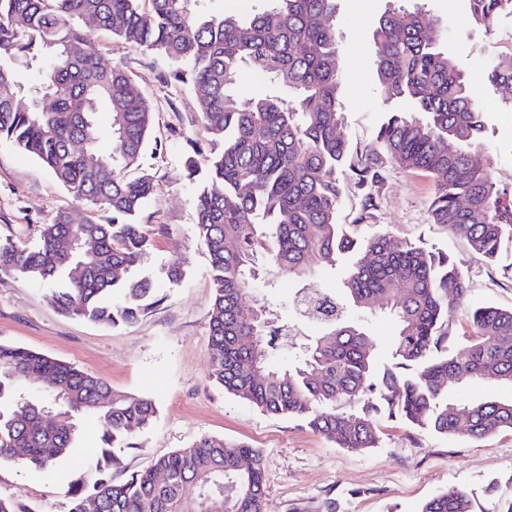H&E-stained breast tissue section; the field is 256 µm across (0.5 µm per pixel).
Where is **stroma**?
I'll return each instance as SVG.
<instances>
[{
  "mask_svg": "<svg viewBox=\"0 0 512 512\" xmlns=\"http://www.w3.org/2000/svg\"><path fill=\"white\" fill-rule=\"evenodd\" d=\"M395 0H344L336 16L343 35L340 60L343 133L361 151L375 145L377 125L385 112H403L400 101L379 96L371 35L379 17ZM426 6L448 27V53L466 74L478 78L486 109L482 162L491 163L497 186L512 193V109L502 94L481 80L484 67L512 54V15H501L492 30L476 25L466 0H426ZM109 60L123 62L136 89L150 101L153 140L159 154H146L144 166L155 178L156 192L142 211L151 247L147 264L157 284V304L137 323L112 328L64 316L52 301V286L0 274V343L69 362L104 378L114 391L152 398L158 415L139 437L140 446L121 452L112 468L114 481L150 465L153 457L211 435L258 449L266 474V512H420L429 498L468 490L474 512H492L496 496L512 495V432L480 440L442 436L415 429L399 419L380 422L381 442L364 453L336 447L304 422L268 415L240 401L209 376V309L213 291L210 259L196 234V185L185 160L193 145H205L196 94L163 81L169 70L164 57L112 44ZM434 192L425 173L390 168L378 190L371 220L358 223L360 199L347 191L338 221L353 226L358 238L379 232L394 240L444 250L462 265L468 293L448 310L452 351H459L468 333L472 309L512 307V241H504L499 259L487 264L469 251L448 228L432 223L429 203ZM65 212L82 220L85 206L56 183L34 157L0 141V241L22 247L39 242L41 225ZM182 263L186 275L176 283L167 267ZM343 268L317 271L302 286L314 291L339 288ZM270 270L256 294L275 314L276 358L287 364L296 344L314 334L293 304L301 286ZM75 458L52 471L38 472L13 462L0 463V496H19L38 512H69L71 485L83 476L99 446L98 428L86 417ZM496 495H489V487Z\"/></svg>",
  "mask_w": 512,
  "mask_h": 512,
  "instance_id": "35a3bbf8",
  "label": "stroma"
}]
</instances>
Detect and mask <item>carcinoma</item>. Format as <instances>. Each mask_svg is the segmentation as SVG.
I'll return each mask as SVG.
<instances>
[{"label":"carcinoma","instance_id":"1","mask_svg":"<svg viewBox=\"0 0 512 512\" xmlns=\"http://www.w3.org/2000/svg\"><path fill=\"white\" fill-rule=\"evenodd\" d=\"M200 0H0V85L56 99L46 112L0 98V140L38 159L53 178L90 206L80 224L65 213L40 230L39 243L0 242V272L54 285L58 310L113 328L137 321L153 306L145 263L150 236L137 223L155 193L142 159L153 124L149 100L134 93L120 63H101L103 32L131 48L163 55L165 83L198 95L210 150L187 160L190 180L205 171L195 196L196 227L211 264L210 377L225 392L263 412L304 420L338 448L364 452L380 444L378 420L401 418L438 435L482 439L512 431V397H460L467 385L493 380L512 388V308L469 313L467 345L448 350V307L463 301L460 264L442 251L395 242L386 234L360 240L337 222L345 193L339 173L351 172L366 223L375 188L391 167L434 179L429 214L463 238L471 253L494 261L512 239V196L492 167L474 164L482 149L485 112L467 74L448 55L440 20L416 8L382 16L372 31L383 101L407 100L410 112H385L376 148L354 150L341 132L343 73L336 28L342 0H260L250 18L197 9ZM473 20L490 30L512 14V0H467ZM89 18L94 30L77 21ZM37 73L28 86L20 68ZM261 74L271 92L245 98V73ZM486 79L512 105V54L492 61ZM288 90L285 100L277 91ZM108 112L107 129L99 113ZM110 142L104 152L102 138ZM89 142L76 152L71 142ZM456 144L448 153V143ZM297 280L336 268L352 256L342 297L328 318L306 316L319 332L284 370L276 362L275 326L267 306L248 323L239 306L259 279L258 255ZM378 312L393 318L388 361L380 365L367 325ZM259 337L254 348L244 338ZM27 381L43 389L25 392ZM92 415L101 447L70 512H264L261 453L202 435L155 458L121 482L109 466L114 449H138L157 406L149 397L119 394L71 363L0 343V461L46 470L72 456L82 420ZM243 459L249 469H239ZM166 481H159V476ZM0 512H36L16 497ZM420 512H472L469 494L438 495Z\"/></svg>","mask_w":512,"mask_h":512}]
</instances>
